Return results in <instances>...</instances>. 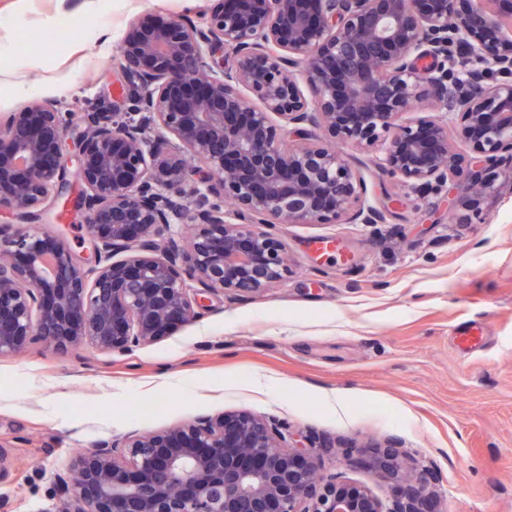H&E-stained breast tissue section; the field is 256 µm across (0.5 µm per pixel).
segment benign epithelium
<instances>
[{
  "mask_svg": "<svg viewBox=\"0 0 512 512\" xmlns=\"http://www.w3.org/2000/svg\"><path fill=\"white\" fill-rule=\"evenodd\" d=\"M204 19L129 26L116 78L127 112L43 101L0 120V209L25 220L67 185L65 138L83 122L84 189L68 206L93 254L90 265L50 231L0 225V356L33 339L131 353L196 323L204 294L282 279L278 225L382 222L338 141L383 148V171L423 187L481 190L482 171L512 160V0H216ZM488 49L494 81L453 65ZM429 111L456 113L455 132L403 122ZM186 223L184 238L174 226ZM322 467L319 449L226 411L73 456L61 512H440L431 470L390 445L375 453L379 476L404 485L389 507Z\"/></svg>",
  "mask_w": 512,
  "mask_h": 512,
  "instance_id": "7a95c632",
  "label": "benign epithelium"
}]
</instances>
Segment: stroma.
Returning <instances> with one entry per match:
<instances>
[{
    "label": "stroma",
    "instance_id": "1",
    "mask_svg": "<svg viewBox=\"0 0 512 512\" xmlns=\"http://www.w3.org/2000/svg\"><path fill=\"white\" fill-rule=\"evenodd\" d=\"M210 0H0V117L27 105L11 81L64 112L111 100L112 74L131 20L198 18ZM70 18L65 46L46 30ZM379 224H285L288 272L271 288L205 295L190 326L131 353L82 348L61 356L29 344L0 357V512H59L72 454L130 431H162L201 415L247 410L304 444L326 447L323 473L368 485L397 483L369 464L377 445L432 467L441 512H512V165L484 171L477 209L449 210L448 190L383 175L379 153L342 148ZM396 203L385 206V196ZM39 228L87 255L83 225L48 209ZM338 243L323 251L321 239ZM485 341L459 352L453 336ZM267 384L256 388L253 378ZM340 393L338 419L322 401ZM162 404L144 416L142 401Z\"/></svg>",
    "mask_w": 512,
    "mask_h": 512
}]
</instances>
